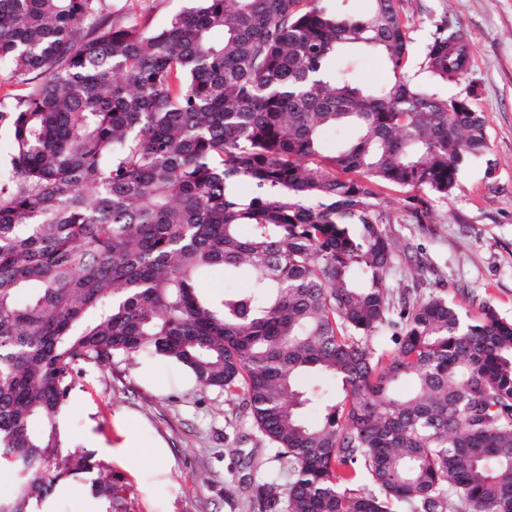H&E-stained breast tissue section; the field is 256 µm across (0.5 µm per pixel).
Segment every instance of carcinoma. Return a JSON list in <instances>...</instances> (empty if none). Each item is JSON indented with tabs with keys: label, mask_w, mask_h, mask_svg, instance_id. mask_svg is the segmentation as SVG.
<instances>
[{
	"label": "carcinoma",
	"mask_w": 512,
	"mask_h": 512,
	"mask_svg": "<svg viewBox=\"0 0 512 512\" xmlns=\"http://www.w3.org/2000/svg\"><path fill=\"white\" fill-rule=\"evenodd\" d=\"M398 3L195 0L148 29L102 0H0V68L27 86L0 100V512L84 476L118 509L59 422L88 368L144 351L241 401L288 465L258 512H512V322L389 283L374 186L446 198L489 150L485 114L433 90L462 35L437 28L417 84ZM355 47L392 79L329 69ZM216 266L250 288L202 298ZM355 75L360 84L375 89L383 85L391 76L385 61L377 54L361 51L356 55Z\"/></svg>",
	"instance_id": "obj_1"
}]
</instances>
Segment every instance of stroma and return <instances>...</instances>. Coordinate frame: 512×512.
Masks as SVG:
<instances>
[{"mask_svg": "<svg viewBox=\"0 0 512 512\" xmlns=\"http://www.w3.org/2000/svg\"><path fill=\"white\" fill-rule=\"evenodd\" d=\"M188 0H104L106 16L163 26ZM409 52L406 72L426 82L424 58L435 28L460 30L471 65L438 87L445 98L471 94L487 117L490 150L461 169L441 199L421 188L381 185L380 211L399 253L394 292L439 293L463 311L492 305L512 321V0H400ZM424 218L416 220L413 211ZM425 264L415 274L416 264ZM67 444L94 450L110 466L122 512H257L254 484L285 482L238 402L202 389L191 371L157 354L89 368L62 418ZM44 512H101L80 479L55 491Z\"/></svg>", "mask_w": 512, "mask_h": 512, "instance_id": "1", "label": "stroma"}]
</instances>
